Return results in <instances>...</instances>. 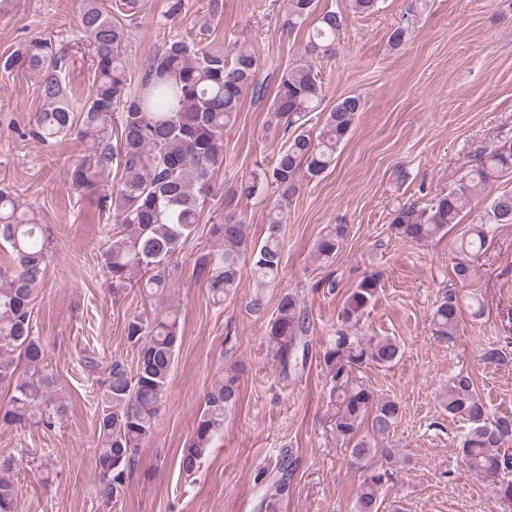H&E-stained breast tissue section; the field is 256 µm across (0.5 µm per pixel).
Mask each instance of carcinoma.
I'll list each match as a JSON object with an SVG mask.
<instances>
[{
  "label": "carcinoma",
  "mask_w": 512,
  "mask_h": 512,
  "mask_svg": "<svg viewBox=\"0 0 512 512\" xmlns=\"http://www.w3.org/2000/svg\"><path fill=\"white\" fill-rule=\"evenodd\" d=\"M378 2L345 0L344 8L319 13L316 0H288L281 26L305 27L307 39L305 60L282 75L272 98L271 108L284 121L286 140L272 167L255 175L242 193L250 196L266 183L288 193L296 181L317 179L334 164L363 102L358 95L341 99L325 113L318 135H312L308 115L324 101L315 61L336 55L345 11L369 15L378 10ZM79 29L94 67L92 93L82 105L68 94L65 51L49 37L33 38L0 59V70L27 68L41 77L44 108L35 114V138L47 143L69 134L85 145L71 172L74 186H92L113 169L119 175L103 196L113 224L105 231L100 254L112 279L113 297L134 286L147 297L160 296L171 287L177 256L194 237L203 204L214 192V172L224 162V128L236 120L248 88L263 91L255 81L259 62L244 48L230 59L219 48L177 38L153 56L145 74L134 81L127 67L128 29L120 15L100 0H83ZM511 168L512 144L496 147L430 208L395 210L393 234L414 243L435 238L448 226L461 223L472 210L475 194L487 190L489 175ZM286 224L284 210L272 208L265 238L258 245L248 239L246 226L232 213L217 217L209 234L224 248L198 264L215 302L236 291L245 266L258 286L275 283L282 269ZM498 224H512V191L489 193L484 210L455 241L456 281L472 280L471 256L485 249ZM348 233L346 224L329 226L315 243V257L325 262L335 257ZM0 241L12 248L18 262L12 271L0 269V383L12 390L9 405L0 408V423L20 424L37 413L39 423L50 429L66 407L54 397L57 379L45 371L33 309L37 287L46 277L51 239L47 226L37 223L33 213L2 188ZM379 284V275L372 273L350 290L344 309L347 325L336 329L319 356L335 382L332 429L348 445L347 464L361 473L351 512H381L382 489L397 456L384 441L398 422L400 402L350 379L357 368L391 366L402 356L396 338L360 336L349 325L374 303ZM460 316L458 301L448 298L440 303L431 315L434 334L452 335ZM309 329L306 309L295 295L283 294L268 323V337L282 370L306 363ZM125 336L134 351L132 365L112 364L97 415L95 464L103 478L104 499L114 504L124 492L137 449L153 432L182 339L174 315L152 321L134 315L126 322ZM237 396L236 379L230 374L206 394L193 436L180 456V469L186 475L199 469ZM440 403L448 415L460 416L468 424L459 442L468 471L491 485L500 498L512 501V454L504 447L512 437V416H490L483 398L464 379L448 385ZM17 468L14 458L0 457V512H18L19 489L12 480Z\"/></svg>",
  "instance_id": "1"
}]
</instances>
